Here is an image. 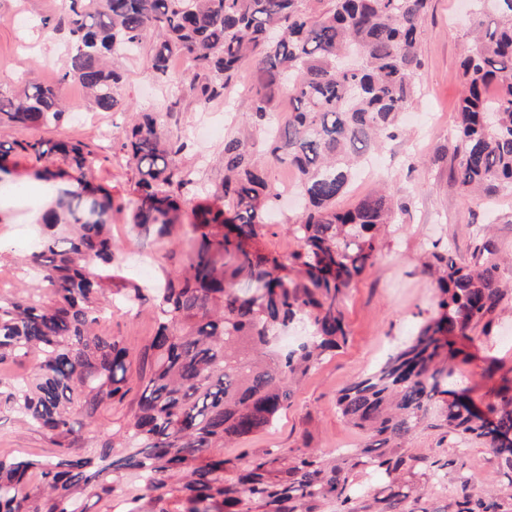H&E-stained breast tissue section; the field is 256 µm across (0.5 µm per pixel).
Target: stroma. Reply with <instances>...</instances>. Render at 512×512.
I'll use <instances>...</instances> for the list:
<instances>
[{
	"mask_svg": "<svg viewBox=\"0 0 512 512\" xmlns=\"http://www.w3.org/2000/svg\"><path fill=\"white\" fill-rule=\"evenodd\" d=\"M62 8V0H0L1 95H17L29 77L43 83L57 82L71 53L69 36L66 31L42 27L40 21L58 18ZM482 21L481 15L466 12L462 0H431L421 23L418 95L405 117V133L387 144L378 162L351 185L348 194L353 200L389 182L401 207L400 229L380 242L372 265L345 293L347 343L297 387L291 406L277 425L253 437L251 447L313 448L333 455L359 448L363 439L342 418L336 397L350 380L368 372L414 336L423 323L437 317L436 290L422 268V258L432 241L444 239L465 257L474 248L472 227L489 223L502 251L512 255V190L503 189L493 197H473L453 178L457 160L450 132L464 90L460 62L471 30ZM112 64L123 75V110L102 112L93 108L82 88L71 82L63 87L70 119L59 127L40 130V137L79 142L101 157L96 182L117 198L130 195L132 172L121 144L136 113L162 105L170 109L169 129L182 147L178 160L206 187L220 183L224 176L220 159L225 140L248 137L266 163L272 187L281 194L270 232L259 248L284 258L295 251L297 244L286 226L296 219L298 201L285 197L284 192L294 187L296 173L288 165L271 160L265 134L241 115L240 103L253 82L251 70L237 72L223 96L202 104L188 95H172L170 83L181 78V70L171 69L169 80L157 79L149 68L147 50L114 56ZM104 128L110 132L106 141L100 136ZM33 170L29 160L18 157L9 172H0V293L5 295L23 282L15 261L38 250V219L51 201L43 181L33 177ZM196 202V197H188L179 225L159 242L146 239L122 215H113L112 239L126 282L155 284L182 267L186 259L183 240ZM107 326L113 335L123 337L133 356H140L156 329L152 302L133 310L113 309ZM466 350L468 360L459 365L451 389L468 390L479 403L494 401L501 380L512 379V300L489 334L473 333ZM130 386L132 391L123 403L100 409L91 425L83 428L80 448L91 451L101 447L114 429L132 418L139 383L134 380ZM438 438V430L429 428L403 449L407 455H435L448 460L441 482L432 488L434 496L452 494L454 463L458 460L465 461L475 489L497 479L498 461L484 445L473 443L462 453L437 447ZM11 449L47 457L56 453L46 435L26 429L5 415L0 417V451Z\"/></svg>",
	"mask_w": 512,
	"mask_h": 512,
	"instance_id": "stroma-1",
	"label": "stroma"
}]
</instances>
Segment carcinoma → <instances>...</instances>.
I'll return each instance as SVG.
<instances>
[{
    "label": "carcinoma",
    "instance_id": "carcinoma-1",
    "mask_svg": "<svg viewBox=\"0 0 512 512\" xmlns=\"http://www.w3.org/2000/svg\"><path fill=\"white\" fill-rule=\"evenodd\" d=\"M486 16L461 69L465 95L453 129L454 178L466 192L493 196L512 187V0H470ZM428 0H64L57 26L73 44L60 83H26L0 95V126H57L66 118L62 84L76 82L103 112L123 107L121 74L109 56L150 42V69L169 76L171 58L189 55L194 71L179 90L207 103L248 63L254 82L246 111L268 131L269 154L297 173L305 201L287 225L298 249L289 261L256 248L275 197L247 139L224 143V180L213 202L194 206L184 268L154 291L157 329L145 347L149 368L137 409L93 453L76 448L74 416L129 394L132 360L123 340L103 332L112 306V193L89 175L96 160L77 142L0 141V172L12 155L40 166L35 175L65 185L40 218V250L26 258L48 284L38 301L27 289L0 295V361L39 356L35 377H0V414L18 415L47 433L53 459L0 455V512H88L92 497L112 499L136 478L142 497L165 501L161 512H505L512 500V380L499 400L478 407L467 395L445 399L462 348L486 334L512 294L500 275L502 254L489 227L476 229L468 258L432 242L424 269L439 288V317L375 368L348 382L336 406L366 445L329 457L309 448H261L238 457L224 448L273 427L294 390L347 339L342 299L371 264L394 220L387 190L349 208L338 206L368 157L401 134L416 97L420 23ZM495 93H489L490 87ZM295 103L288 122L269 124L275 99ZM169 113L142 112L122 148L134 165L130 223L158 238L170 235L192 179L176 163L182 146L166 128ZM133 307L146 299L135 284L117 290ZM306 322L310 336L280 353L277 336ZM439 442L466 448L479 441L499 460L498 488L476 490L465 463L451 502L415 510L424 498L405 478L416 467L434 481L448 462L405 456L404 444L428 427ZM387 482L386 494L360 502L358 480Z\"/></svg>",
    "mask_w": 512,
    "mask_h": 512
}]
</instances>
